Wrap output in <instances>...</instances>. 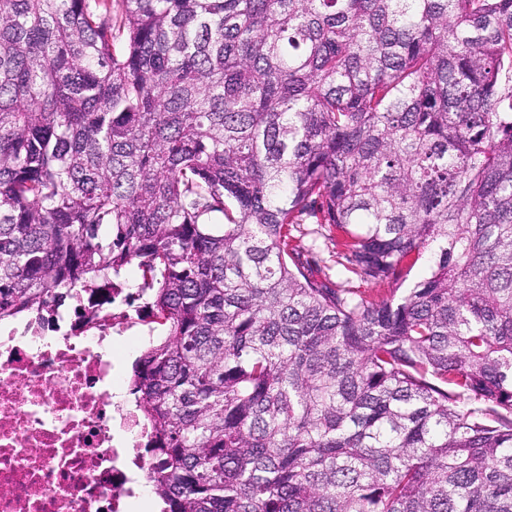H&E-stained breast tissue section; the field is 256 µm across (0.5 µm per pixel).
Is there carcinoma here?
Masks as SVG:
<instances>
[{"instance_id": "cac0c4a2", "label": "carcinoma", "mask_w": 512, "mask_h": 512, "mask_svg": "<svg viewBox=\"0 0 512 512\" xmlns=\"http://www.w3.org/2000/svg\"><path fill=\"white\" fill-rule=\"evenodd\" d=\"M133 265L163 512H512V0H0V321ZM317 224H300L292 233L304 246L308 258L313 266L320 267L328 272L331 280L339 288H353L358 294L370 295L376 289L372 284L361 281L355 275L336 263V245L323 236L315 233Z\"/></svg>"}]
</instances>
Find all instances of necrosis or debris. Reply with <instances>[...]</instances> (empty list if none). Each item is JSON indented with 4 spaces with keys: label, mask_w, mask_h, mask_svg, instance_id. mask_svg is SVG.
I'll list each match as a JSON object with an SVG mask.
<instances>
[{
    "label": "necrosis or debris",
    "mask_w": 512,
    "mask_h": 512,
    "mask_svg": "<svg viewBox=\"0 0 512 512\" xmlns=\"http://www.w3.org/2000/svg\"><path fill=\"white\" fill-rule=\"evenodd\" d=\"M152 327L110 281L0 329V512H131L146 498L143 410L116 389L131 337Z\"/></svg>",
    "instance_id": "1"
}]
</instances>
